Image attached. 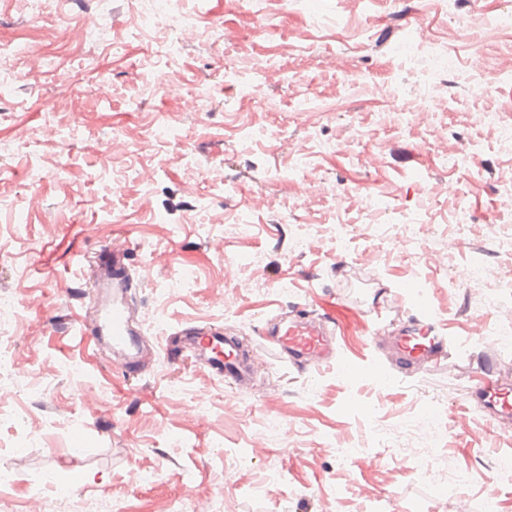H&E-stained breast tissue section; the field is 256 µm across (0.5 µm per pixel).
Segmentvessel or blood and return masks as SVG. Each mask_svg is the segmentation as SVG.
Returning <instances> with one entry per match:
<instances>
[{
	"instance_id": "obj_1",
	"label": "vessel or blood",
	"mask_w": 512,
	"mask_h": 512,
	"mask_svg": "<svg viewBox=\"0 0 512 512\" xmlns=\"http://www.w3.org/2000/svg\"><path fill=\"white\" fill-rule=\"evenodd\" d=\"M129 253L125 245L99 252L91 264V282L106 289L109 298L95 316L82 311L76 313L75 320L94 354L112 351L121 356L122 367L137 372L143 367L137 352L142 330L129 303L134 286ZM336 322L337 317L331 311L282 321L274 327L275 340L267 349L244 347L238 337L225 335L223 326L190 323L178 331L174 350L181 356L191 355L219 379L230 380L244 390L269 351L287 354L294 367L311 371L335 365L332 326ZM368 341L370 346L383 345L388 349L386 359L373 361L371 365L373 374L381 379L389 372L403 375L424 364L446 367L451 355L452 341L438 331L435 315L426 304L419 307L414 324L400 336L385 338L383 329L378 327L370 332ZM476 393L492 414L512 415V382L505 380L500 372H486L476 386Z\"/></svg>"
}]
</instances>
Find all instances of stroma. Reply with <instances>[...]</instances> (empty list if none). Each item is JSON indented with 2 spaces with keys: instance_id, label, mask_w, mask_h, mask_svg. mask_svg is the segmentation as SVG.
<instances>
[{
  "instance_id": "obj_1",
  "label": "stroma",
  "mask_w": 512,
  "mask_h": 512,
  "mask_svg": "<svg viewBox=\"0 0 512 512\" xmlns=\"http://www.w3.org/2000/svg\"><path fill=\"white\" fill-rule=\"evenodd\" d=\"M511 4L180 0L198 31L168 67L137 25L158 0H110L111 28L77 40L95 0L38 16L0 0V42L25 46L0 57V512H485L491 495L512 512V480L494 477L512 420L484 431L471 393L475 332L512 322V293L466 275L512 273V153L490 126L512 88L469 81L475 58L512 65V40L469 26ZM415 27L427 49L398 55ZM417 104L424 122H405ZM116 238L141 273L140 376L76 334L82 270ZM423 302L457 342L453 367L378 381L368 328ZM313 304L339 309L337 365L319 373L271 359L242 392L167 350L189 323L254 340ZM432 407L435 446L406 424Z\"/></svg>"
}]
</instances>
